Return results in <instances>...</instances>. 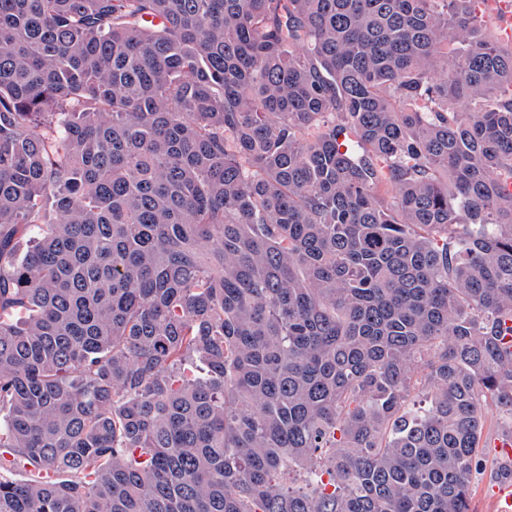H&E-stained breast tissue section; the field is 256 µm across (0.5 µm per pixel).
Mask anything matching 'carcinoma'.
I'll use <instances>...</instances> for the list:
<instances>
[{
  "instance_id": "cac0c4a2",
  "label": "carcinoma",
  "mask_w": 512,
  "mask_h": 512,
  "mask_svg": "<svg viewBox=\"0 0 512 512\" xmlns=\"http://www.w3.org/2000/svg\"><path fill=\"white\" fill-rule=\"evenodd\" d=\"M476 3L0 0V512H470L512 435ZM500 414L496 407L489 403L485 407L486 426L483 435L482 459L483 471L476 474L472 480V509L473 512H494L493 497L495 491L497 500L504 499V504L497 512H512V482L502 483L501 487H495L496 482L491 477V471L498 464V448H504L506 461L512 460V438L500 440L503 436L498 423ZM497 442V443H496ZM496 446L498 448H496ZM510 484V485H509Z\"/></svg>"
}]
</instances>
